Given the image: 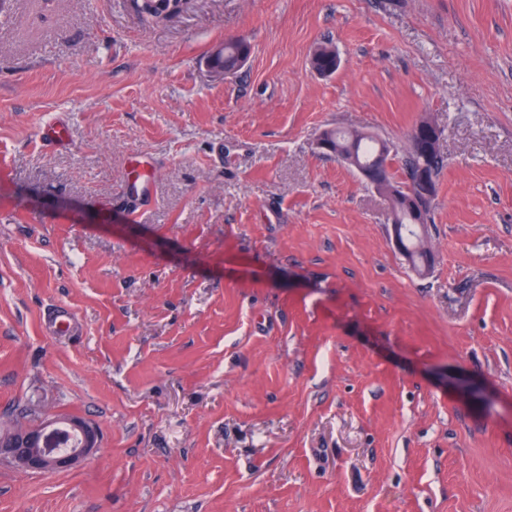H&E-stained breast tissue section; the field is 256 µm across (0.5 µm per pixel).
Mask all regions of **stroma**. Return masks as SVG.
<instances>
[{"label":"stroma","instance_id":"35a3bbf8","mask_svg":"<svg viewBox=\"0 0 512 512\" xmlns=\"http://www.w3.org/2000/svg\"><path fill=\"white\" fill-rule=\"evenodd\" d=\"M425 115L420 276L317 139ZM54 414L99 448L0 512H512V0H0V424ZM250 46L243 41L242 39H227L224 41V50L221 52H218L215 57L213 58V64L212 65V72L216 77L223 78L224 71L230 73H235L239 70L241 66L243 65L248 55L242 57L239 60V56L241 53L245 50H249ZM239 60V65H238ZM217 68H215V67ZM219 68H222L224 70H221ZM311 63L314 69L321 73H335L341 64V58L336 54V49L330 43L317 45L311 54ZM337 68V69H336ZM428 119L422 117L419 122L427 121ZM424 139L429 140V145L423 143ZM442 139V132L439 127L432 121H427L419 125L412 133L410 139V148L414 152H421L424 149L441 153L440 145ZM40 138L47 145H63L69 139L68 125L61 120L46 123L41 127Z\"/></svg>","mask_w":512,"mask_h":512}]
</instances>
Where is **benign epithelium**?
Returning a JSON list of instances; mask_svg holds the SVG:
<instances>
[{
  "label": "benign epithelium",
  "instance_id": "1",
  "mask_svg": "<svg viewBox=\"0 0 512 512\" xmlns=\"http://www.w3.org/2000/svg\"><path fill=\"white\" fill-rule=\"evenodd\" d=\"M442 132L432 121L419 125L412 133L410 148L441 152ZM376 190L388 194L389 212H424L433 206L436 185L426 167L405 173V184L391 185L373 171L358 170ZM95 426L76 416H54L37 426L0 432V460H8L26 470L56 473L77 467L98 448Z\"/></svg>",
  "mask_w": 512,
  "mask_h": 512
}]
</instances>
